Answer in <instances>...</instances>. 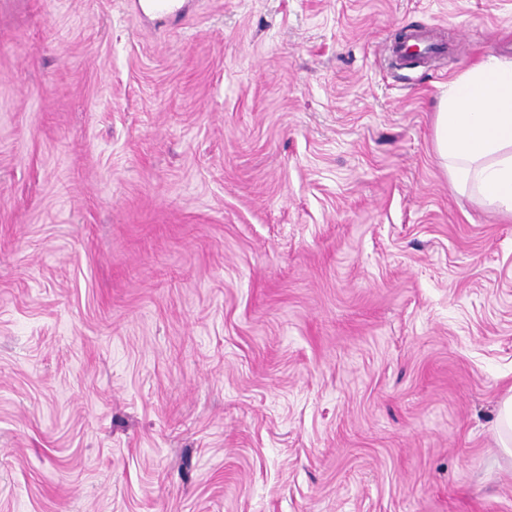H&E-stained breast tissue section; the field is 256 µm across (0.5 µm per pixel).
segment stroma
Instances as JSON below:
<instances>
[{
  "label": "stroma",
  "instance_id": "1",
  "mask_svg": "<svg viewBox=\"0 0 512 512\" xmlns=\"http://www.w3.org/2000/svg\"><path fill=\"white\" fill-rule=\"evenodd\" d=\"M133 3L0 0V512H512V218L434 145L512 0ZM495 435L502 453L512 457V393L500 401Z\"/></svg>",
  "mask_w": 512,
  "mask_h": 512
}]
</instances>
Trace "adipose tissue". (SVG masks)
Returning <instances> with one entry per match:
<instances>
[{
  "label": "adipose tissue",
  "instance_id": "obj_1",
  "mask_svg": "<svg viewBox=\"0 0 512 512\" xmlns=\"http://www.w3.org/2000/svg\"><path fill=\"white\" fill-rule=\"evenodd\" d=\"M435 146L457 190L512 215V61L482 62L453 82Z\"/></svg>",
  "mask_w": 512,
  "mask_h": 512
}]
</instances>
